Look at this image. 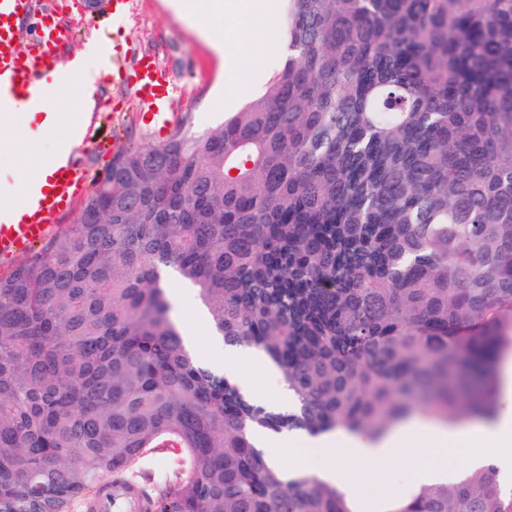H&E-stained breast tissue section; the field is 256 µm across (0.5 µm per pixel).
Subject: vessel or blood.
Wrapping results in <instances>:
<instances>
[{
    "label": "vessel or blood",
    "mask_w": 512,
    "mask_h": 512,
    "mask_svg": "<svg viewBox=\"0 0 512 512\" xmlns=\"http://www.w3.org/2000/svg\"><path fill=\"white\" fill-rule=\"evenodd\" d=\"M55 14L50 0H0L1 113L21 104L33 111L45 108V76L66 71L59 48L73 32L61 27ZM125 83L141 104L144 123L168 132L173 121V88L153 59H139ZM83 189L84 172L70 161L38 176L20 220L10 219L0 203V262H9L17 252L51 238ZM86 512H142V502L134 484L113 482L103 495L87 503Z\"/></svg>",
    "instance_id": "b4317fda"
}]
</instances>
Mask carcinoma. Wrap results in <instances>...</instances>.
Listing matches in <instances>:
<instances>
[{
    "instance_id": "cac0c4a2",
    "label": "carcinoma",
    "mask_w": 512,
    "mask_h": 512,
    "mask_svg": "<svg viewBox=\"0 0 512 512\" xmlns=\"http://www.w3.org/2000/svg\"><path fill=\"white\" fill-rule=\"evenodd\" d=\"M288 58L204 134L121 154L78 223L0 280V512L108 479L145 512H366L250 434L378 437L420 403L494 419L512 354V0H283ZM296 410L202 366L163 276ZM181 465L149 492L133 473ZM385 512H512L493 467ZM174 463L175 457L173 454L165 450H156L152 453H148L137 465V468L146 469L150 471L156 479H161Z\"/></svg>"
}]
</instances>
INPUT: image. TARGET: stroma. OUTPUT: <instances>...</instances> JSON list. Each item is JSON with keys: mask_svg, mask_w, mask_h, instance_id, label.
I'll return each mask as SVG.
<instances>
[{"mask_svg": "<svg viewBox=\"0 0 512 512\" xmlns=\"http://www.w3.org/2000/svg\"><path fill=\"white\" fill-rule=\"evenodd\" d=\"M59 18L75 30L74 40L64 48L65 54L80 53L85 40L95 36L111 40L123 64H130L142 54L152 55L176 86V123L189 125L199 134L220 126L226 112L237 111L264 89L280 59V33L275 30L257 56L245 57L246 85L231 101L224 95L219 57L171 0H132L126 18L117 24L112 21V0H98L93 10L61 11ZM95 99L100 110L94 115L88 143L78 152L88 173L86 188L90 191L107 174L120 152L156 141L139 118V102L118 81L106 84ZM182 289L180 281L168 284L174 316L185 335L192 338L199 355H206L210 349L209 323L198 300H181ZM434 460V455L419 443L402 459L388 463L381 473L383 497H403L416 486V469Z\"/></svg>", "mask_w": 512, "mask_h": 512, "instance_id": "stroma-1", "label": "stroma"}]
</instances>
